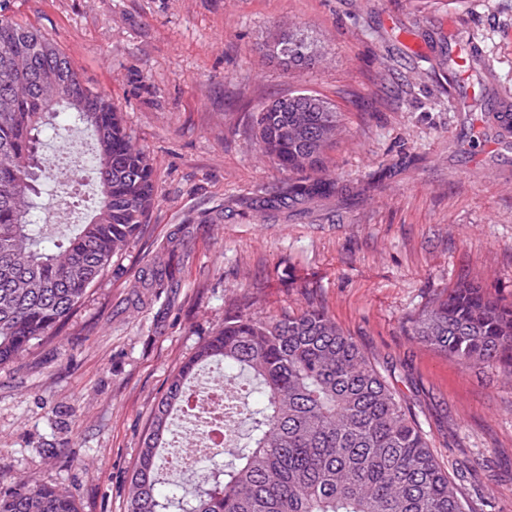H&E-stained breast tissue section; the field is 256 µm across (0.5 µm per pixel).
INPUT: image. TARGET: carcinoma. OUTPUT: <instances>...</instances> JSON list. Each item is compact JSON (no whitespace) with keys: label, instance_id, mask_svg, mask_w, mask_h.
Wrapping results in <instances>:
<instances>
[{"label":"carcinoma","instance_id":"cac0c4a2","mask_svg":"<svg viewBox=\"0 0 512 512\" xmlns=\"http://www.w3.org/2000/svg\"><path fill=\"white\" fill-rule=\"evenodd\" d=\"M265 49L288 71L316 66L307 32L279 29ZM51 116L93 132L100 200L77 232L47 245L50 208L37 181L54 179L41 138ZM264 153L281 169L318 168L336 142L340 113L295 91L252 114ZM154 171L136 149L112 99L83 83L70 58L33 27L0 14V365L52 335L77 310L112 258L141 232L154 201ZM335 189L313 181L273 192L277 209ZM154 288H176L165 264ZM412 333L461 365L512 374V303L474 282L458 283L412 321ZM248 376L256 398L247 441L224 445L187 492L160 481L173 416L188 404L199 368ZM0 512H78L56 485L19 483L0 493ZM128 512H472L399 397L362 349L321 307L264 321L224 319L175 374L152 412L129 488Z\"/></svg>","mask_w":512,"mask_h":512}]
</instances>
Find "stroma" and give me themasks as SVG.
Returning <instances> with one entry per match:
<instances>
[{
  "label": "stroma",
  "instance_id": "35a3bbf8",
  "mask_svg": "<svg viewBox=\"0 0 512 512\" xmlns=\"http://www.w3.org/2000/svg\"><path fill=\"white\" fill-rule=\"evenodd\" d=\"M121 112L155 203L78 310L0 365V492L55 484L126 512L151 413L226 317L319 306L365 352L474 512H512V376L464 367L411 321L462 281L512 302V0H0ZM298 26L323 59L262 48ZM304 90L342 134L322 171L281 170L251 115ZM332 196L265 210L313 180ZM187 245L178 287L144 282Z\"/></svg>",
  "mask_w": 512,
  "mask_h": 512
}]
</instances>
